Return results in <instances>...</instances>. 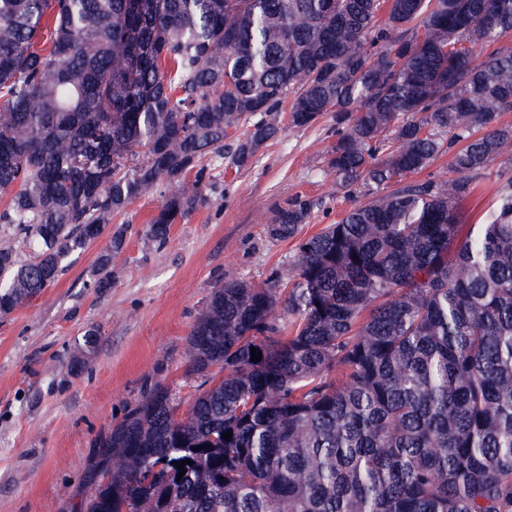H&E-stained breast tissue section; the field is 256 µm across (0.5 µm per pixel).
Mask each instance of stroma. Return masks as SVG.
I'll return each instance as SVG.
<instances>
[{"mask_svg": "<svg viewBox=\"0 0 512 512\" xmlns=\"http://www.w3.org/2000/svg\"><path fill=\"white\" fill-rule=\"evenodd\" d=\"M336 129L329 113L306 129L284 127L246 168L208 155L206 202L172 224L165 247L144 244L159 197L113 216L127 233L108 292L89 286L105 235L30 305L0 316V512H60L86 487L95 440L146 386L162 383L189 407L196 389L182 377L188 333L213 289L273 281L299 239L354 206L325 171ZM296 199L313 203L296 237L269 238L279 210ZM91 327L99 334L89 346Z\"/></svg>", "mask_w": 512, "mask_h": 512, "instance_id": "stroma-1", "label": "stroma"}]
</instances>
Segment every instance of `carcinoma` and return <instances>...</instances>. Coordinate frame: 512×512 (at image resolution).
Masks as SVG:
<instances>
[{
	"mask_svg": "<svg viewBox=\"0 0 512 512\" xmlns=\"http://www.w3.org/2000/svg\"><path fill=\"white\" fill-rule=\"evenodd\" d=\"M511 35L512 0H0V237L32 250L0 245L1 315L138 198H162L164 246L205 202L204 159L247 123L251 165L286 104L299 129L336 113L326 171L365 198L299 242L286 297L212 291L183 372L198 396L181 414L150 386L68 512H512V175L477 222L460 212L512 153ZM444 155L451 178L407 180Z\"/></svg>",
	"mask_w": 512,
	"mask_h": 512,
	"instance_id": "obj_1",
	"label": "carcinoma"
}]
</instances>
